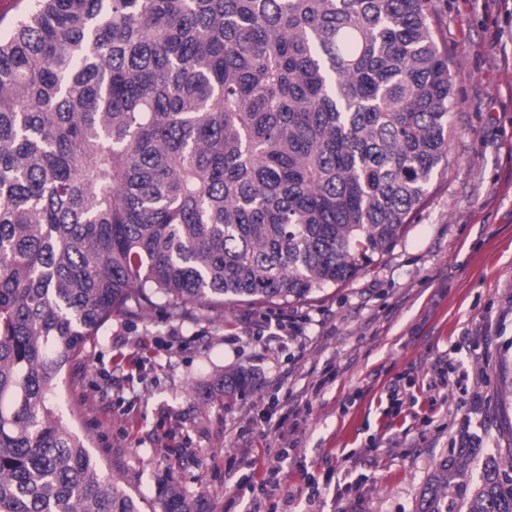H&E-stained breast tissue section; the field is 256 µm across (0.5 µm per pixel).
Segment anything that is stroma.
Instances as JSON below:
<instances>
[{
	"mask_svg": "<svg viewBox=\"0 0 512 512\" xmlns=\"http://www.w3.org/2000/svg\"><path fill=\"white\" fill-rule=\"evenodd\" d=\"M431 5L448 162L389 253L309 301L113 316L63 371L58 414L142 512L164 481L208 512H417L461 436L512 452V0ZM235 366L253 388L206 401Z\"/></svg>",
	"mask_w": 512,
	"mask_h": 512,
	"instance_id": "obj_1",
	"label": "stroma"
}]
</instances>
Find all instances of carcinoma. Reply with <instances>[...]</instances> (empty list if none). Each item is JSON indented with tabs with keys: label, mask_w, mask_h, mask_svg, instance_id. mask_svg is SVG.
<instances>
[{
	"label": "carcinoma",
	"mask_w": 512,
	"mask_h": 512,
	"mask_svg": "<svg viewBox=\"0 0 512 512\" xmlns=\"http://www.w3.org/2000/svg\"><path fill=\"white\" fill-rule=\"evenodd\" d=\"M453 106L430 0H31L0 35V512H140L57 414L63 369L115 314L356 277L426 196ZM472 461L440 462L418 512H512V454Z\"/></svg>",
	"instance_id": "obj_1"
}]
</instances>
